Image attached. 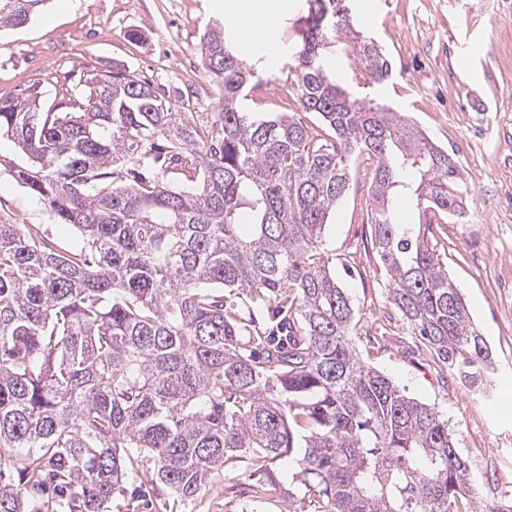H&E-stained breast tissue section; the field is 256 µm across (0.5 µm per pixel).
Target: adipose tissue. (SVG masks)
I'll return each mask as SVG.
<instances>
[{"label":"adipose tissue","instance_id":"1","mask_svg":"<svg viewBox=\"0 0 512 512\" xmlns=\"http://www.w3.org/2000/svg\"><path fill=\"white\" fill-rule=\"evenodd\" d=\"M282 15L279 0H225L224 20L239 33L247 54H272L278 49Z\"/></svg>","mask_w":512,"mask_h":512}]
</instances>
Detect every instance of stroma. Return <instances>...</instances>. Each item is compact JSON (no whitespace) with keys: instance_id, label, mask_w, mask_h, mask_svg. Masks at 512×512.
I'll return each mask as SVG.
<instances>
[{"instance_id":"1","label":"stroma","mask_w":512,"mask_h":512,"mask_svg":"<svg viewBox=\"0 0 512 512\" xmlns=\"http://www.w3.org/2000/svg\"><path fill=\"white\" fill-rule=\"evenodd\" d=\"M223 0H48L29 23L0 31V98L38 91L55 110L65 90L121 67L187 111L217 110L216 85L205 70L200 36L223 22ZM306 0H288L277 57H256L243 102L249 112H296L300 103L282 68L286 46L306 15ZM356 28L385 49L393 78L376 87L377 102L407 113L464 171L470 188L465 222L433 219L428 236L496 360L495 386L476 391L454 379L408 336L387 302L388 275L373 246V165L352 158L350 188L325 235L336 276L351 297L352 330L361 359L406 393L434 405L457 434V447L482 492H512V6L506 0H352ZM142 34L128 39L129 30ZM0 212L45 225L40 204L0 171ZM464 222V223H465ZM257 477L231 464L203 491L191 512H242Z\"/></svg>"}]
</instances>
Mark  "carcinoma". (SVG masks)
I'll return each instance as SVG.
<instances>
[{
    "mask_svg": "<svg viewBox=\"0 0 512 512\" xmlns=\"http://www.w3.org/2000/svg\"><path fill=\"white\" fill-rule=\"evenodd\" d=\"M46 0H0V28ZM341 0H308L288 53L302 110L247 112L255 77L224 29L199 50L220 110L198 124L147 82L97 73L44 112L38 93L0 99V139L23 162L8 174L53 224L0 213V512H112L138 491L194 501L243 463L284 486L288 512H489L448 420L362 363L355 309L324 231L350 187V160H373L372 238L388 300L460 382L484 390L488 342L419 224L416 207L465 220L458 163L402 113L333 79L324 49L369 84L392 76L377 41Z\"/></svg>",
    "mask_w": 512,
    "mask_h": 512,
    "instance_id": "obj_1",
    "label": "carcinoma"
}]
</instances>
